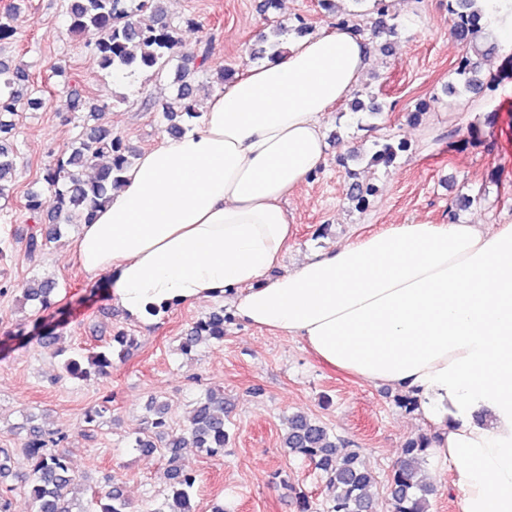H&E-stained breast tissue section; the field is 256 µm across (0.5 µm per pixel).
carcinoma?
Returning a JSON list of instances; mask_svg holds the SVG:
<instances>
[{"instance_id":"1","label":"carcinoma","mask_w":512,"mask_h":512,"mask_svg":"<svg viewBox=\"0 0 512 512\" xmlns=\"http://www.w3.org/2000/svg\"><path fill=\"white\" fill-rule=\"evenodd\" d=\"M476 0H448V10L456 16L454 34L463 44V58L457 60L454 73L463 93L495 91L496 85L482 71L481 55L471 51L483 25L475 19L492 21L500 17L499 0H488V8L473 10ZM164 0H67L65 16L73 33L93 36L92 48L102 69L121 80L136 73L159 75L175 69V105L164 108L169 129L182 131L177 119L193 116L192 97L195 90L186 63L175 62L178 40L164 21ZM29 73L20 65L0 66V197L10 194L12 176L16 169L17 152L12 141L22 90ZM86 101L80 96L71 100L74 112L83 113V124L89 132L79 135L71 145L53 158L44 170L43 186L26 193V208L35 222L45 228L31 232L27 240L29 258L36 257L48 242L63 235V229L73 224L91 221L96 210L109 198L112 188L122 181L129 166L122 138L112 130L89 126V122L107 108ZM377 150L371 160L389 166L398 153L407 148L404 142L389 140L375 143ZM57 282L53 279H34L22 289L24 303L37 311L53 307ZM35 335L50 348L55 344L60 324L37 322ZM224 339V311L213 312L195 326L194 335L186 338L189 349L201 335ZM112 368V352H90L67 359L64 371L71 377L87 380L107 374ZM155 418L145 421L142 434L136 436L132 447L149 455L157 445L147 436L154 432L167 448L165 477L171 495L153 512H191V490L195 476L181 465V450L199 448L211 456L224 454L228 433L224 421V391L208 389L197 400L188 425L182 429L166 430L164 409H154ZM26 431L24 448L32 461L29 470L14 472L0 460V479L9 476L29 488L31 512H131V504L121 487L110 482L101 490L98 499L105 501L101 510L85 507L69 496L80 481L68 464V454L62 451L67 434L34 423L29 418L22 426ZM288 453L308 459L327 476L329 492L326 512H376L369 488L373 477L354 450L342 448L341 443L320 422L296 415L288 422L283 438ZM427 451L426 439L420 436L407 443L404 455L394 469L390 496L393 512H429L431 485L421 475L419 461Z\"/></svg>"}]
</instances>
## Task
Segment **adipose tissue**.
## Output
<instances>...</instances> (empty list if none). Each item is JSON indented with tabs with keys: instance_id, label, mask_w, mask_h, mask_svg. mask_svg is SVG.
Wrapping results in <instances>:
<instances>
[{
	"instance_id": "obj_1",
	"label": "adipose tissue",
	"mask_w": 512,
	"mask_h": 512,
	"mask_svg": "<svg viewBox=\"0 0 512 512\" xmlns=\"http://www.w3.org/2000/svg\"><path fill=\"white\" fill-rule=\"evenodd\" d=\"M370 66L355 31L289 44L143 151L76 249L134 320L223 299L328 364L399 390L450 462L461 512H512V224L415 222L293 267L281 205L321 167L322 122Z\"/></svg>"
}]
</instances>
